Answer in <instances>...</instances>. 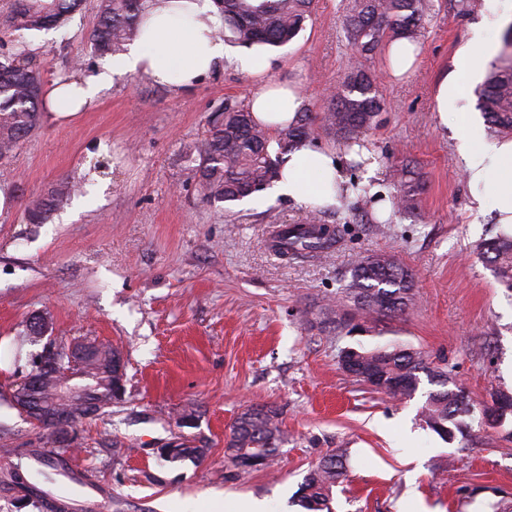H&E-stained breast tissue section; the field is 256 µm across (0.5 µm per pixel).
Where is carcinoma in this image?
I'll return each mask as SVG.
<instances>
[{"instance_id": "obj_1", "label": "carcinoma", "mask_w": 512, "mask_h": 512, "mask_svg": "<svg viewBox=\"0 0 512 512\" xmlns=\"http://www.w3.org/2000/svg\"><path fill=\"white\" fill-rule=\"evenodd\" d=\"M224 16V29L218 35L236 47L257 45L283 47L304 30L316 0H216ZM85 0H10L0 15V43L13 44L0 55V164H7L20 146L42 125L45 106L44 82L32 66L26 31L60 29ZM145 0H99L97 21L89 41L94 53L115 56L125 51L140 35ZM431 0H348L343 19L346 39L355 51L341 88L326 98L318 113H297L294 124L273 132L253 118L249 108L235 99H226L208 118L203 138L193 147L196 154L201 197L207 202L233 203L262 192L280 176L284 155L311 138L316 131L343 141L347 150L368 146L365 136L377 123L384 100L375 76L366 65L368 58L384 43L405 40L419 43ZM479 106L492 131L512 130V26L501 35V50L479 91ZM395 194L389 197L390 213L411 212L422 190L419 178L405 164L395 175ZM74 182L64 178L26 208L30 224H44L53 211L76 193ZM370 186L352 178L336 194L332 209L344 223L360 214L368 224L380 222L379 212L368 209L374 202ZM325 208L317 207L304 224H290L274 240L278 256L298 258L310 253L330 252L338 243L335 225L321 223ZM483 259L493 266L498 283L512 292V233H502L479 246ZM352 305L361 316L398 317L416 304L412 270L387 254L376 253L356 260L344 295L321 311L322 327L343 331L351 326ZM365 369L385 381L381 392L397 398L415 394L426 376L437 389L429 392L421 406L425 424L443 438L462 431L461 417L470 412L466 393L448 376L445 368L429 361L424 351L399 342L366 349L357 348ZM113 349L103 344L91 360L88 377L94 385L83 387L92 393L105 391V368ZM43 398L60 415L86 417L77 400L61 395L51 376L44 384ZM483 414L493 425H503L512 417V395L498 392L483 403ZM284 432L276 410L250 406L230 427L228 447L242 457L260 455L264 468L271 467L280 453ZM21 464L0 465V488L20 485ZM341 454L324 457L299 489V502L307 512H332L333 488L345 476Z\"/></svg>"}]
</instances>
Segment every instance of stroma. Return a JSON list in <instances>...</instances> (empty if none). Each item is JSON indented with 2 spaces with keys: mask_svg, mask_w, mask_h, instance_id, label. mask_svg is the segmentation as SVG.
<instances>
[{
  "mask_svg": "<svg viewBox=\"0 0 512 512\" xmlns=\"http://www.w3.org/2000/svg\"><path fill=\"white\" fill-rule=\"evenodd\" d=\"M409 73L391 75L386 49L368 64L384 99L369 140L392 193L391 167L413 163L418 206L390 224L354 219L334 251L284 261L272 231L303 222L308 208L269 192L234 203L202 200L192 145L211 110L248 102L263 83L297 84L311 111L343 83L353 50L344 0H318L300 35L272 54L264 77L225 66L195 90L175 93L124 74L98 103L68 123L44 117L39 131L0 168L10 205L0 211V450L20 453L23 473L45 503L0 492V512H230L254 498L266 512H305L296 492L331 453L347 472L333 512H512V434L489 424L490 393L512 394V294L476 247L498 231L478 214L452 130L434 103L474 29L493 47L512 24V0H432ZM97 0L62 29L25 34L46 85L102 64L88 36ZM108 162L104 173L94 172ZM81 193L47 223L25 210L57 180ZM387 253L415 275L418 305L366 323L362 335L323 330L321 310L341 298L354 261ZM44 318L49 331L29 324ZM81 339L118 348L121 399L58 437L34 427L12 395L49 350ZM398 340L446 367L472 404L465 435L441 439L410 398L375 393L338 364L341 349ZM276 409L288 434L273 469L242 470L224 439L251 405ZM187 439L202 461L160 454Z\"/></svg>",
  "mask_w": 512,
  "mask_h": 512,
  "instance_id": "stroma-1",
  "label": "stroma"
}]
</instances>
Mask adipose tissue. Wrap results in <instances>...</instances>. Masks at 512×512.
<instances>
[{
    "mask_svg": "<svg viewBox=\"0 0 512 512\" xmlns=\"http://www.w3.org/2000/svg\"><path fill=\"white\" fill-rule=\"evenodd\" d=\"M223 25L214 0H147L143 34L99 72L56 82L45 95V105L55 122L66 123L92 107L123 74H137L179 92L193 90L227 64L254 76L265 74L270 66L267 52L232 48L215 35ZM461 94L453 78L440 80L435 90L439 122L458 130L457 150L477 211H492L497 223L511 225L512 139H488L482 122L466 112H449V103ZM306 105L305 95L294 86L262 87L248 103L250 111L274 130L293 124L297 111ZM349 179L346 157L306 142L286 155L275 191L299 204L329 206Z\"/></svg>",
    "mask_w": 512,
    "mask_h": 512,
    "instance_id": "adipose-tissue-1",
    "label": "adipose tissue"
}]
</instances>
